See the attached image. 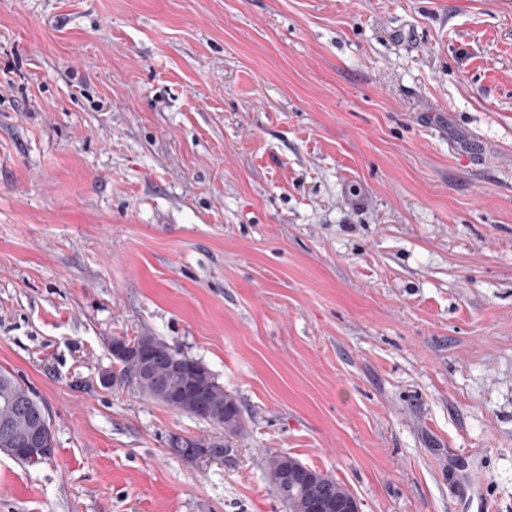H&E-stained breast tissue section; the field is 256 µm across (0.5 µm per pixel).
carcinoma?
Listing matches in <instances>:
<instances>
[{
	"label": "carcinoma",
	"mask_w": 512,
	"mask_h": 512,
	"mask_svg": "<svg viewBox=\"0 0 512 512\" xmlns=\"http://www.w3.org/2000/svg\"><path fill=\"white\" fill-rule=\"evenodd\" d=\"M120 340L146 352L153 360L152 370L147 375L140 372L137 359L116 361L120 382L146 398L191 416L196 415L193 388L202 387L208 391L211 405V412L203 421L228 435L244 434V418L238 399L224 390L201 360L183 354L166 339L152 333L132 339L122 336ZM176 359L182 360L178 373L171 369L172 361ZM169 386L179 390L178 401L164 399L163 390ZM36 412L43 413L45 408L33 392L11 372L0 369V453L27 466L38 465L44 459L17 455L5 440L13 438L23 443ZM266 476L272 491L288 512H314L313 504L317 500L323 503L321 512H341L342 506L353 499V494L332 475L308 467L286 452L266 454Z\"/></svg>",
	"instance_id": "cac0c4a2"
}]
</instances>
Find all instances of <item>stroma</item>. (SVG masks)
Wrapping results in <instances>:
<instances>
[{"mask_svg":"<svg viewBox=\"0 0 512 512\" xmlns=\"http://www.w3.org/2000/svg\"><path fill=\"white\" fill-rule=\"evenodd\" d=\"M145 333L244 435L101 386ZM0 368V512H286L270 450L455 512L452 448L512 512V0H0ZM35 412L45 413L50 424V418L44 406L35 398L33 392L22 385L15 376L0 369V453L10 456L22 465L35 466L47 459L32 458L13 453L11 448L22 453L38 454L49 457L54 448H48L43 444L42 429L46 424L42 423L45 416L36 418L33 423L31 434L27 438L26 445H23L30 430V424ZM7 430L4 434V428ZM14 438L19 446L5 443V439Z\"/></svg>","mask_w":512,"mask_h":512,"instance_id":"stroma-1","label":"stroma"}]
</instances>
